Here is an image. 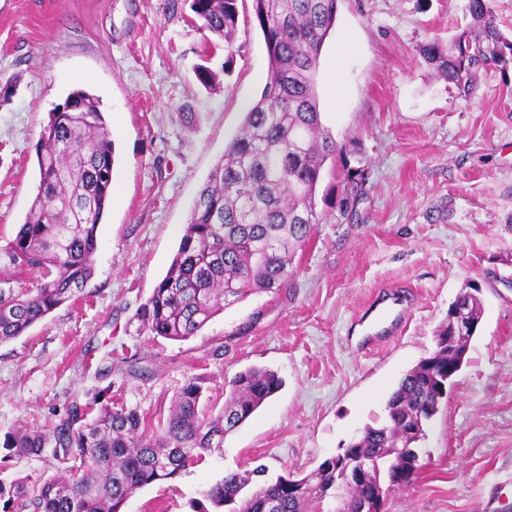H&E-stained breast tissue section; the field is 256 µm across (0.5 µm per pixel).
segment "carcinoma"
Masks as SVG:
<instances>
[{
    "instance_id": "1",
    "label": "carcinoma",
    "mask_w": 512,
    "mask_h": 512,
    "mask_svg": "<svg viewBox=\"0 0 512 512\" xmlns=\"http://www.w3.org/2000/svg\"><path fill=\"white\" fill-rule=\"evenodd\" d=\"M238 0H191L201 28L235 52ZM338 0H253L269 57L260 99L245 112L224 157L199 191L171 265L137 310L139 328L152 336L185 340L224 307L255 292L286 285L295 249L315 235L326 214L316 190L327 162L346 147L321 120L317 73L325 40L336 21ZM468 27L445 45L431 38L418 53L436 77L470 97L479 71L507 70L512 37L497 21L492 0H469ZM53 111L36 147L40 181L33 204L7 248L13 266L38 268L42 281L29 292L0 289V342L22 335L72 300L92 275L97 230L112 202L114 143L97 102L72 91ZM362 174L347 170L344 200L357 195ZM456 302L481 318V303L464 291ZM451 322L438 329L437 348L400 380L385 419L364 429L340 456L325 459L302 478L267 479L262 465L230 473L206 494L224 512H327L344 495L345 512H381L391 487L410 483L418 469L414 444L447 396L448 361L470 339L448 341ZM203 378L177 389L160 431L146 432L144 417L123 403L92 415L74 402L51 434L23 429L0 443V463L50 455L58 472L30 487L0 480L3 509L29 512H121L139 488L175 476L202 454L223 446L224 435L247 420L282 387L273 370L252 367L229 381L222 411L203 413Z\"/></svg>"
}]
</instances>
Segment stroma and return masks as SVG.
<instances>
[{
  "instance_id": "obj_1",
  "label": "stroma",
  "mask_w": 512,
  "mask_h": 512,
  "mask_svg": "<svg viewBox=\"0 0 512 512\" xmlns=\"http://www.w3.org/2000/svg\"><path fill=\"white\" fill-rule=\"evenodd\" d=\"M239 47L206 54L189 0H0V288L30 291L5 249L38 190L36 144L68 93L93 94L115 143L112 203L98 230L93 274L77 297L0 344V437L50 430L72 402L120 386L149 429L175 392L203 376L212 411L251 366L283 388L219 450L132 494L123 512H197L225 475L265 465L304 476L381 421L404 374L436 347L435 331L466 285L482 318L466 362L418 444L414 481L384 512H481L512 503V71L480 72L471 99L435 79L418 55L469 22L468 0H338L317 75L322 123L347 163L317 188L327 215L298 250L285 288L258 292L185 341L139 332L134 318L164 277L193 202L269 75L253 0L238 4ZM218 78L205 89L196 67ZM337 77L341 94L324 92ZM362 193L337 209L346 169ZM389 288L411 299L402 334L358 349L352 331ZM245 335H236L242 323ZM140 373L131 377L128 364Z\"/></svg>"
}]
</instances>
